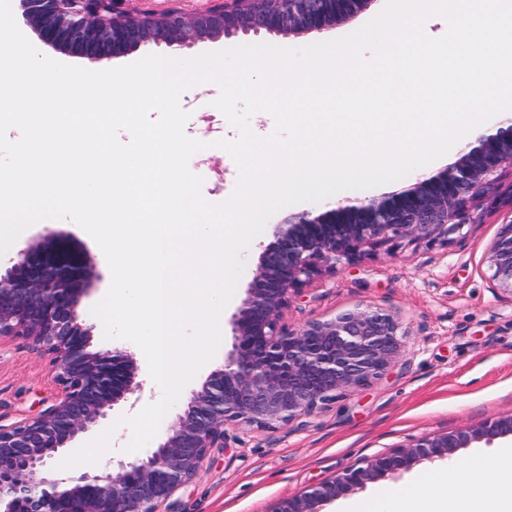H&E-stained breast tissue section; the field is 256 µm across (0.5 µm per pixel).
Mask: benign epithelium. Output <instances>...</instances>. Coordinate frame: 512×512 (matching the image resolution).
Here are the masks:
<instances>
[{"label": "benign epithelium", "mask_w": 512, "mask_h": 512, "mask_svg": "<svg viewBox=\"0 0 512 512\" xmlns=\"http://www.w3.org/2000/svg\"><path fill=\"white\" fill-rule=\"evenodd\" d=\"M10 2L14 18L44 44L103 66L149 43L178 51L240 32L324 33L371 0H207L197 12L185 11L179 0H168L163 10L148 0ZM506 173L512 176V117L407 189L288 215L232 318L224 366L191 393L166 438L132 461L74 477L58 473L54 459L141 385L133 357L92 349V327L79 318V298L95 278L86 253L54 237L25 243L16 261L0 269V338L22 337L50 356L58 390L37 416L0 425V512H179L175 494L213 450L228 447L227 425L275 429L384 375L405 346L398 319L381 308L348 310L298 329L281 324L293 298L340 259L353 262L368 249L407 238L446 246L492 207L501 222L486 260L497 289L512 296V189L499 192ZM508 436L512 413L425 437L376 455L275 512H318L326 499Z\"/></svg>", "instance_id": "7a95c632"}]
</instances>
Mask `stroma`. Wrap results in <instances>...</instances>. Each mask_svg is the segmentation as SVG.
I'll return each mask as SVG.
<instances>
[{
    "label": "stroma",
    "mask_w": 512,
    "mask_h": 512,
    "mask_svg": "<svg viewBox=\"0 0 512 512\" xmlns=\"http://www.w3.org/2000/svg\"><path fill=\"white\" fill-rule=\"evenodd\" d=\"M319 34L302 37L267 32L241 33L229 39L204 41L183 49L182 58L218 52L245 44L293 47L322 42ZM216 85L195 97H181L189 112L186 134L209 143L208 158L193 155L190 170L203 180L201 194L213 204L227 201L238 183L233 158L216 143L233 139L237 131L213 105ZM304 203L276 212L243 254L244 270L235 294L220 319L221 344L212 360L183 389L174 411H181L191 392L224 364L231 348L229 320L240 307L262 252L274 239L287 213L304 210ZM498 215L484 214L465 225L448 246L403 242L383 247L356 261H337L335 268L315 277L284 312L282 322L298 328L312 320L373 306L398 319L406 353L385 375L368 386L349 391L313 414L274 430L228 425L231 448L211 454L199 475L176 497L183 512H275L288 499L317 484L334 480L347 469L361 467L375 455L434 434L477 427L512 413V297L495 289L485 254L495 236ZM54 234L84 249L98 276L80 300L77 312L93 327L94 348L117 347L136 362L141 393L119 402L107 419L79 433L71 449H79L119 417L139 413L160 394L142 350L133 342L106 338L104 326L91 309L105 296L111 282L106 258L97 243L67 219H44L30 226L22 241ZM56 392L47 356L22 338L0 340V424L9 426L34 416ZM504 439L458 449L441 463L423 462L399 475L354 490L357 498H379L412 488L433 499L442 488L433 483L437 466L453 467L474 456L490 454Z\"/></svg>",
    "instance_id": "35a3bbf8"
}]
</instances>
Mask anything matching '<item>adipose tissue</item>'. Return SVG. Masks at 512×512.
<instances>
[{"label":"adipose tissue","mask_w":512,"mask_h":512,"mask_svg":"<svg viewBox=\"0 0 512 512\" xmlns=\"http://www.w3.org/2000/svg\"><path fill=\"white\" fill-rule=\"evenodd\" d=\"M469 466L493 473V492L469 499L443 497L436 512H512V448H502L493 455L472 459Z\"/></svg>","instance_id":"1"}]
</instances>
